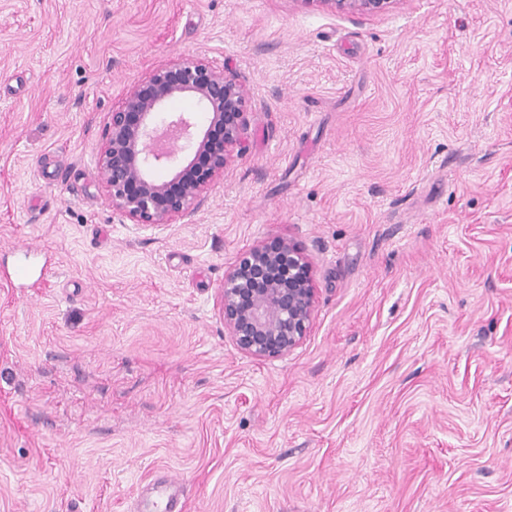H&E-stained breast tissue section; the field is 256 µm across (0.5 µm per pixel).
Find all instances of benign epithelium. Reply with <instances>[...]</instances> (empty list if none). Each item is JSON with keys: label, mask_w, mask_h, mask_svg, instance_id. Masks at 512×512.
Instances as JSON below:
<instances>
[{"label": "benign epithelium", "mask_w": 512, "mask_h": 512, "mask_svg": "<svg viewBox=\"0 0 512 512\" xmlns=\"http://www.w3.org/2000/svg\"><path fill=\"white\" fill-rule=\"evenodd\" d=\"M341 13L376 15L395 0H317ZM174 98L207 114L202 128ZM250 91L203 57L170 56L134 83L104 127L97 157L105 195L120 221L160 227L194 211L224 178L247 130ZM159 166L172 169L158 179ZM316 288L311 263L290 239L258 243L224 273L220 313L238 347L256 358L287 354L308 335Z\"/></svg>", "instance_id": "obj_1"}]
</instances>
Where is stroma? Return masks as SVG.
I'll use <instances>...</instances> for the list:
<instances>
[{"label":"stroma","instance_id":"1","mask_svg":"<svg viewBox=\"0 0 512 512\" xmlns=\"http://www.w3.org/2000/svg\"><path fill=\"white\" fill-rule=\"evenodd\" d=\"M178 54L249 87L245 147L123 224L102 130ZM282 238L313 321L259 359L218 296ZM167 477L187 512H512V0H0V512ZM396 0H317L334 11L341 13L376 15L391 7Z\"/></svg>","mask_w":512,"mask_h":512}]
</instances>
